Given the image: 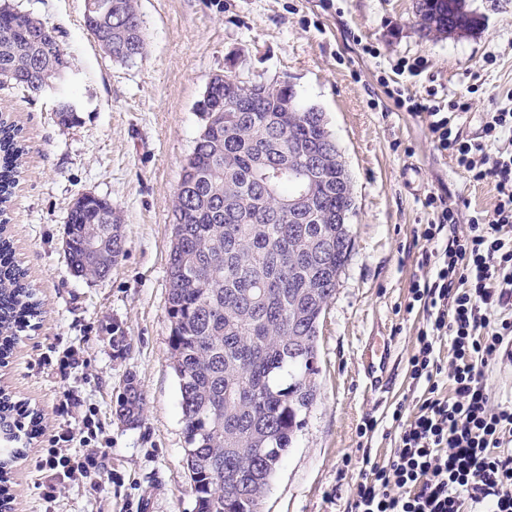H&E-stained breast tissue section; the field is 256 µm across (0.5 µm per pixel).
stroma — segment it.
<instances>
[{"label": "stroma", "mask_w": 512, "mask_h": 512, "mask_svg": "<svg viewBox=\"0 0 512 512\" xmlns=\"http://www.w3.org/2000/svg\"><path fill=\"white\" fill-rule=\"evenodd\" d=\"M85 2L10 0L55 27L70 62L40 95L0 87V112L18 123L28 149L5 218L42 301L35 331L0 360V385L40 410L43 428L7 467L12 512L193 510L167 259L182 165L202 125L196 103L231 60L241 81L291 84L298 102L322 111L351 177L352 249L318 327L315 400L263 505L348 512L367 462L394 451V408H414L424 391L409 365L423 315L406 305L413 279L427 271L416 236L432 218L426 202L444 198L463 232L473 212L496 201L493 185L470 182L389 91L468 100L462 130L479 133L487 112L512 96V0H469L482 26L451 37L420 34L416 0H138L148 46L132 64L110 58L89 34ZM417 58L428 62L423 73H396L397 62ZM61 100L76 103L75 124L59 123ZM84 195L110 200L122 224L123 254L103 279L74 276L65 258L67 215ZM374 335L392 339L388 382L375 393L361 359ZM68 347L82 365L65 377L56 359ZM130 385L144 398L134 425L118 415ZM66 398L94 420L105 455L90 478L63 483L49 503L51 472L38 463Z\"/></svg>", "instance_id": "obj_1"}]
</instances>
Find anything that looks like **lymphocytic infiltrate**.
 I'll use <instances>...</instances> for the list:
<instances>
[{
	"label": "lymphocytic infiltrate",
	"instance_id": "1",
	"mask_svg": "<svg viewBox=\"0 0 512 512\" xmlns=\"http://www.w3.org/2000/svg\"><path fill=\"white\" fill-rule=\"evenodd\" d=\"M407 111L427 122L438 150L477 183H491V213L473 216L465 234L446 203L433 210L417 236L431 247L426 275L413 281L408 309H421L423 326L409 359L411 376L425 386L413 410L398 406L401 428L393 454L374 464L352 495L349 512H512V400H493L484 379L488 361H512V108L487 112L479 134L463 136L453 115L468 112L455 98L408 99ZM449 339L450 361L436 345ZM452 382L443 395L441 378ZM61 422L45 465L55 476L44 488L54 501L57 480L90 475L102 456L92 448L79 457L64 452L74 424L83 423L71 401L56 409Z\"/></svg>",
	"mask_w": 512,
	"mask_h": 512
}]
</instances>
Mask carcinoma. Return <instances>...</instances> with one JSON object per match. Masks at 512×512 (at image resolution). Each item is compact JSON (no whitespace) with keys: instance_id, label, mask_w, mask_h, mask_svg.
<instances>
[{"instance_id":"obj_1","label":"carcinoma","mask_w":512,"mask_h":512,"mask_svg":"<svg viewBox=\"0 0 512 512\" xmlns=\"http://www.w3.org/2000/svg\"><path fill=\"white\" fill-rule=\"evenodd\" d=\"M84 16L108 55L133 62L147 43L132 0H92ZM423 36L472 32L482 16L465 0H416ZM69 69L67 53L45 20L0 6V86L40 94L47 80ZM247 83L221 87L197 110L203 121L174 205V242L168 255L166 314L173 369L188 448L186 467L194 512H257L255 494L268 485L315 399L317 326L352 245L354 197L341 152L325 150L314 174L317 201L273 218L271 199L286 200L295 186L283 176L266 186L265 170L292 168L305 151L331 134L322 113L303 107L288 86L267 85L257 112H228L224 97H248ZM24 146L16 124L0 121V205L6 206L21 172ZM112 204L83 195L64 229L70 270L84 276L90 239L105 243L106 272L123 252ZM10 237L0 229V357L17 343L22 326L41 314ZM120 415L139 420L142 400L127 387ZM38 410L0 393V427L13 441L17 414Z\"/></svg>"}]
</instances>
